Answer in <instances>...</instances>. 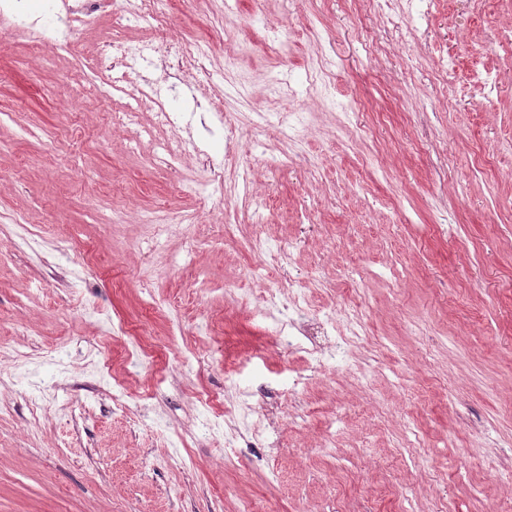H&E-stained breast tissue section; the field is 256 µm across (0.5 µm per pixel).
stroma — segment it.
<instances>
[{
  "label": "stroma",
  "instance_id": "1",
  "mask_svg": "<svg viewBox=\"0 0 512 512\" xmlns=\"http://www.w3.org/2000/svg\"><path fill=\"white\" fill-rule=\"evenodd\" d=\"M27 9L49 33L80 21L55 57L0 24V337L19 349L0 358V512H512V45L488 40L512 0H395L388 19L365 0H170L139 25L121 0ZM109 34L207 44L206 80L167 77L162 53L129 74L177 127L150 108L113 124L130 99L103 84ZM281 112L311 166L253 164L255 142L287 151ZM228 121L239 174L218 188ZM160 207L183 219L163 235L140 221ZM281 248L291 265L269 266ZM287 279L337 334L346 300L367 324L334 379L243 302ZM116 380L167 436L112 415ZM202 391L269 415L270 437ZM172 449L194 468L163 465Z\"/></svg>",
  "mask_w": 512,
  "mask_h": 512
}]
</instances>
